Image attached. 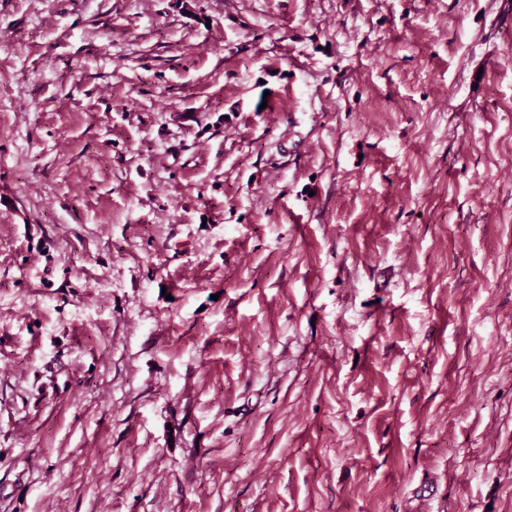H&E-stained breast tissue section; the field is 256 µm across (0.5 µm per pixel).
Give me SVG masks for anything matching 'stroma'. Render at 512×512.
<instances>
[{
  "label": "stroma",
  "instance_id": "obj_1",
  "mask_svg": "<svg viewBox=\"0 0 512 512\" xmlns=\"http://www.w3.org/2000/svg\"><path fill=\"white\" fill-rule=\"evenodd\" d=\"M512 512V0H0V512Z\"/></svg>",
  "mask_w": 512,
  "mask_h": 512
}]
</instances>
